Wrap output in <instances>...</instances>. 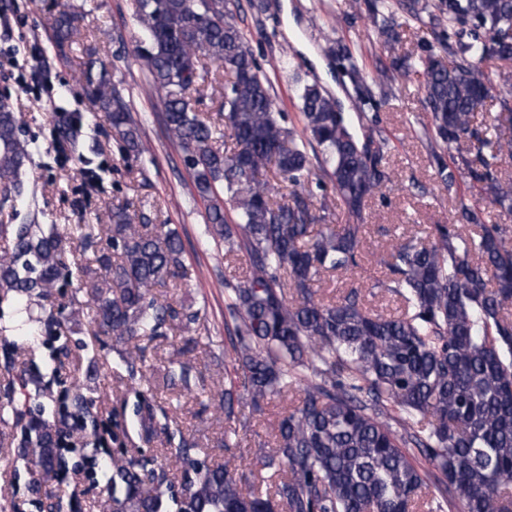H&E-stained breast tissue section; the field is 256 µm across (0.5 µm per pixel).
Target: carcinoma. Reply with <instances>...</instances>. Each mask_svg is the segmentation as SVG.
Masks as SVG:
<instances>
[{"instance_id": "obj_1", "label": "carcinoma", "mask_w": 512, "mask_h": 512, "mask_svg": "<svg viewBox=\"0 0 512 512\" xmlns=\"http://www.w3.org/2000/svg\"><path fill=\"white\" fill-rule=\"evenodd\" d=\"M142 37L138 57L150 89L164 93L168 132L192 171L206 203L204 234L224 254L246 257L244 279H224L225 308L234 322L224 349L225 450L239 447V406L260 412L289 393L293 406L273 428L266 475L244 474L231 460L210 466L197 442L180 437L174 456L180 489L168 470L144 459L115 456L110 473L112 512H512V247L509 228L488 224L480 207L461 208L458 224H435L422 239L394 245L385 264L386 288L402 304L399 316L365 307L351 288L338 300L319 294L321 275L358 264L360 225L327 224L335 203L358 218L388 180V143L359 135L353 117L316 84L299 99L303 134L276 111L268 79L234 22L228 0H133ZM448 24L470 28L444 61L436 45L449 40L432 31L415 62L396 55L399 70L417 66L425 77L422 107L427 147L438 182H462L479 202L512 214V72L507 90L486 98V60L512 61V0H439ZM370 22L389 50L404 22L383 2L367 4ZM77 19L64 4L51 40L61 48ZM210 61L223 70L224 132L200 116L196 104ZM125 156L147 151L105 64L87 80ZM388 94L370 88L357 96L359 112L379 110ZM491 105L494 123L474 124ZM13 107L0 100V191L20 197L22 169L33 143L20 139ZM320 163L336 197L306 188L313 161ZM289 184L278 200L269 169ZM116 255L95 256L98 272L87 283L93 322L115 337L111 372L143 381L146 347L168 332L199 321L149 290L169 281L185 284L195 270L184 260L177 232L165 224H134L125 208L109 227ZM10 252L0 256V304L13 305L0 332L34 333L31 301L44 300L68 270L70 237L57 225L0 224ZM70 416L87 418L93 400L78 393ZM66 431L28 422L21 456L50 474ZM424 460L439 476L429 493Z\"/></svg>"}]
</instances>
